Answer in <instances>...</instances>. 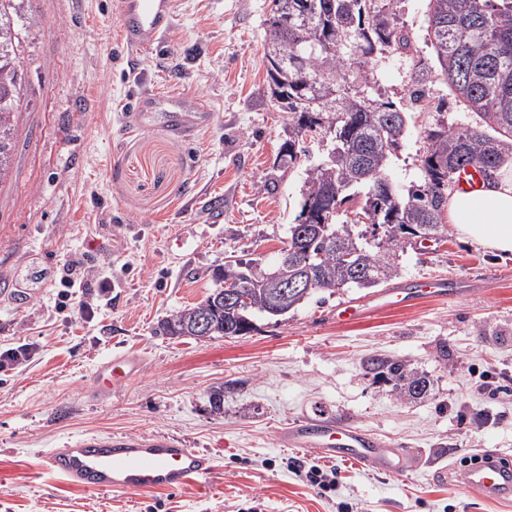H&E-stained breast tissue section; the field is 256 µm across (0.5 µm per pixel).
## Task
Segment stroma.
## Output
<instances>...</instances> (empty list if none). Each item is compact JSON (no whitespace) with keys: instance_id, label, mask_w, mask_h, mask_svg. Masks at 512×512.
Returning a JSON list of instances; mask_svg holds the SVG:
<instances>
[{"instance_id":"1","label":"stroma","mask_w":512,"mask_h":512,"mask_svg":"<svg viewBox=\"0 0 512 512\" xmlns=\"http://www.w3.org/2000/svg\"><path fill=\"white\" fill-rule=\"evenodd\" d=\"M115 0H20L26 89L13 171L0 188V350L34 356L0 370V512H512L459 489L453 469L482 448L512 462V254L485 253L447 230L407 250L395 288L444 277L451 302L373 308L379 289L310 300L251 333L194 340L159 334L174 311L202 301L230 255L273 265L299 208L307 169L330 144L308 136L293 166L292 137L263 66L272 0H180L164 44L136 53L121 41ZM411 36L372 73L382 99L408 114L389 174L420 183L426 130L476 117L450 91L427 42V0H396ZM424 92L412 102L409 90ZM145 90L205 106L191 134L167 112L129 131ZM112 263V294L83 318L59 282L75 259ZM365 306L356 321L339 304ZM117 353L139 370L111 394L96 369ZM372 356L403 361L431 381L427 398L399 399L367 373ZM494 382L481 388L480 373ZM224 411L212 412L211 388ZM329 420L413 452L384 474L281 444L287 426ZM86 434L178 439L208 452L210 474L177 491L89 492L45 469L43 456ZM336 467L335 491L303 482L300 465ZM34 347L30 344H21L15 348L0 351V369L12 370L32 358Z\"/></svg>"}]
</instances>
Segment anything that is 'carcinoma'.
<instances>
[{
	"mask_svg": "<svg viewBox=\"0 0 512 512\" xmlns=\"http://www.w3.org/2000/svg\"><path fill=\"white\" fill-rule=\"evenodd\" d=\"M395 0H273L266 42L288 53L270 65V96L289 115L295 137L283 145L288 164L310 133L331 138L327 156L307 170L303 201L288 227V262L306 270L308 297L344 288H375L398 274V259L417 239L445 233L448 186L474 167L494 178L512 159V0H429L427 36L441 74L456 97L479 118L458 129L426 131L423 184L395 185L388 167L399 148L407 113L373 94L370 72L387 50L409 48L398 26ZM16 0H0V185L12 169L21 116ZM254 262L238 257L224 264L216 287L198 304L171 314L159 331L200 339L195 316L212 319L208 338L224 336V323L254 330L251 320L269 315L275 297L248 289L250 308L224 309V281L247 283ZM365 369L393 383L400 396L420 399L430 380L404 363L371 357Z\"/></svg>",
	"mask_w": 512,
	"mask_h": 512,
	"instance_id": "obj_1",
	"label": "carcinoma"
}]
</instances>
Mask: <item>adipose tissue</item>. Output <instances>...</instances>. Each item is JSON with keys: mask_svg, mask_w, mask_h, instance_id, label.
<instances>
[{"mask_svg": "<svg viewBox=\"0 0 512 512\" xmlns=\"http://www.w3.org/2000/svg\"><path fill=\"white\" fill-rule=\"evenodd\" d=\"M448 222L466 240L495 253H512V173L469 192L448 195Z\"/></svg>", "mask_w": 512, "mask_h": 512, "instance_id": "1", "label": "adipose tissue"}]
</instances>
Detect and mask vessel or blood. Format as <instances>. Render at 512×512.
I'll list each match as a JSON object with an SVG mask.
<instances>
[{"label": "vessel or blood", "mask_w": 512, "mask_h": 512, "mask_svg": "<svg viewBox=\"0 0 512 512\" xmlns=\"http://www.w3.org/2000/svg\"><path fill=\"white\" fill-rule=\"evenodd\" d=\"M117 17L124 44L136 52L158 48L175 25L174 0H117ZM167 112H191L194 104L183 95L170 92L138 98L126 117L128 126L140 125L143 113L155 107ZM458 288L441 280L423 281L415 299H452ZM129 356L103 361L96 371L97 389L111 393L136 370ZM284 443L311 448L326 456L369 464L388 474L406 468L409 453L391 448L386 442L360 428L331 422L297 423L282 435ZM45 468L69 484L95 492H149L181 489L213 468L212 458L197 448H187L168 437H126L85 435L73 444L50 449ZM458 487L499 500L512 498V464L490 449L480 450L476 461L464 466L457 476Z\"/></svg>", "instance_id": "obj_1"}]
</instances>
